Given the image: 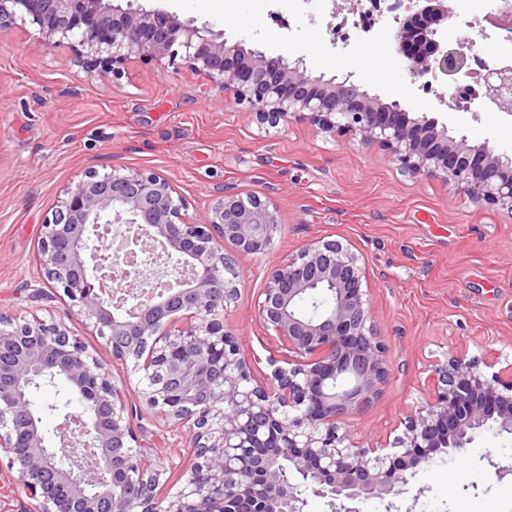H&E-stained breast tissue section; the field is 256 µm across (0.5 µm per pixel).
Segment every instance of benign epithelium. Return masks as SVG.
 Here are the masks:
<instances>
[{"label": "benign epithelium", "mask_w": 512, "mask_h": 512, "mask_svg": "<svg viewBox=\"0 0 512 512\" xmlns=\"http://www.w3.org/2000/svg\"><path fill=\"white\" fill-rule=\"evenodd\" d=\"M449 0H393L394 49L411 74L467 77L474 41L448 48ZM38 27L49 46L117 79L131 55L182 61L212 89L245 103L263 126L307 119L320 130L379 144L415 176L439 178L476 202L512 210V155L470 145L423 112L410 114L345 79L316 76L304 59L246 49L224 32L164 9L112 0H0V33ZM474 100L512 116V66H485ZM103 224H124L109 239ZM278 219L258 195L224 191L198 217L162 174L89 170L65 188L37 245L36 263L70 306L131 364L145 402L186 429L189 474L175 492H157L161 470L147 464L124 391L100 358L62 322L0 328V453L17 470L34 512H302V494L358 505L404 492L408 476L436 455L453 456L476 435H512V363L486 375L475 360L449 354L431 366V391L384 447L356 441L351 424L389 376L387 348L371 324L364 262L351 245L313 240L266 277L258 316L288 355L264 382L252 378L224 311L240 272L224 253L269 249ZM177 257L174 281L150 267ZM62 379L84 411L64 414L60 447L48 448L31 393Z\"/></svg>", "instance_id": "benign-epithelium-1"}]
</instances>
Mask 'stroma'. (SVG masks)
<instances>
[{
	"instance_id": "1",
	"label": "stroma",
	"mask_w": 512,
	"mask_h": 512,
	"mask_svg": "<svg viewBox=\"0 0 512 512\" xmlns=\"http://www.w3.org/2000/svg\"><path fill=\"white\" fill-rule=\"evenodd\" d=\"M183 19L209 23L228 42L269 56L305 58L315 73L352 81L383 101H398L448 125L450 135L512 152V119L480 106L456 111L453 79L426 82L405 63L369 68L365 59L394 31L379 14L371 40L345 38L365 0H322L318 11L258 14L251 0H137ZM136 168L168 177L198 216L218 189L259 195L279 228L262 255H240L244 286L224 313L252 376L263 380L277 355L261 323L257 296L270 264L312 240L350 243L366 262L374 328L388 348L390 378L354 419L360 441L401 434L420 399L426 368L441 352L466 349L485 358L497 350L512 363V211L471 202L436 178H416L379 146L319 132L307 120L270 130L246 106L220 98L206 78L183 66L162 67L131 57L118 79H103L74 62L68 47L49 48L36 26L0 35V317L64 321L88 350L102 341L73 314L35 261L44 224L76 175ZM148 447L151 463L166 466L159 493L176 491L187 472L185 438L147 406L137 380L104 357ZM512 502V436L486 431L454 457L436 458L410 478L406 492L371 500L362 512H501Z\"/></svg>"
}]
</instances>
